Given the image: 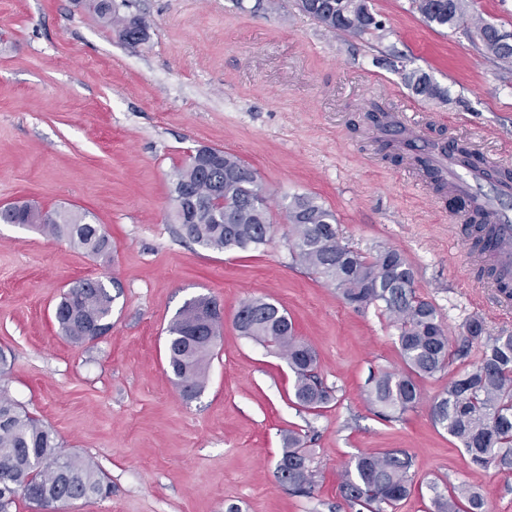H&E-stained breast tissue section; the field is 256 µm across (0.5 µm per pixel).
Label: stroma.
<instances>
[{
  "mask_svg": "<svg viewBox=\"0 0 512 512\" xmlns=\"http://www.w3.org/2000/svg\"><path fill=\"white\" fill-rule=\"evenodd\" d=\"M149 23L129 44L85 0H0V206L73 210L102 227L111 257L67 238L0 224V388L55 433L62 454L92 461L110 492L58 512H351L340 493L360 454L402 449L410 496L428 512L435 489L478 487L491 512H512V472L470 466L430 406L469 362L421 380L422 402L394 421L365 399L370 374L404 368L397 330L355 310L291 254L286 207L309 195L332 211L343 243L365 256L399 250L451 346L469 319L512 334V298L484 272L452 203L421 189L410 161L385 158L369 117L381 105L425 138L454 141L512 168V66L470 23H428L412 0H369L383 31L339 34L300 0H115ZM428 73L447 101L415 96L402 69ZM214 147L256 170L274 233L259 249L215 251L172 219L171 174L189 150ZM115 280L112 330L75 345L54 319L80 279ZM215 300L223 328L198 398L181 396L166 328L184 303ZM285 309L318 354L329 408L293 402L278 350L233 326L243 301ZM306 436L314 491L279 482L283 438Z\"/></svg>",
  "mask_w": 512,
  "mask_h": 512,
  "instance_id": "35a3bbf8",
  "label": "stroma"
}]
</instances>
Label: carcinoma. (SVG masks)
I'll use <instances>...</instances> for the list:
<instances>
[{
	"mask_svg": "<svg viewBox=\"0 0 512 512\" xmlns=\"http://www.w3.org/2000/svg\"><path fill=\"white\" fill-rule=\"evenodd\" d=\"M93 11L120 38L140 41L148 24L140 17L119 14L112 0H92ZM465 0H415L419 13L439 26L466 17ZM304 11L338 33L361 35L381 29L368 0H301ZM484 47L495 59L512 63V42L492 23L474 18ZM413 93L444 101L448 90L418 71L404 74ZM209 160L197 153L174 169L171 194L173 220L189 240L208 249L226 251L256 249L269 242L274 224L269 198L257 173L236 155L204 147ZM289 242L293 257L338 291L357 310H380L398 330L397 342L405 369L398 373L372 374L366 381L369 404L385 419L399 418L421 401L419 382L444 372L453 357L478 356L470 369L448 383L431 406L434 422L464 449L470 465L491 464L512 471V335L490 336L483 321L471 319L467 336L450 349L448 336L436 307L419 297L414 272L405 256L384 248L363 256L342 243L335 215L315 198L296 195L287 207ZM1 224L34 226L51 236H66L92 254L112 251V242L86 215L70 210L42 212L28 204L0 208ZM473 247L484 252L495 229L477 213L464 220ZM115 282L83 279L74 282L55 307V320L63 336L81 345L93 341L90 327L111 322ZM222 312L216 302L198 297L184 303L167 328L169 368L190 400L203 392L213 348L220 335ZM234 326L240 335L275 347L286 358L295 376V404L319 411L333 400V391L319 379L315 350L295 332L288 314L277 305L252 298L240 306ZM55 434L29 415L4 390H0V512H10L22 497L41 509L58 503L101 496L107 492L97 467L89 460L58 454ZM303 440L288 434L277 462L284 473L280 481L293 492L309 496L314 474ZM413 460L406 453L388 450L359 455L343 474L341 493L350 507L366 512L394 510L411 491ZM434 512H489L479 490L462 484L451 495L436 494Z\"/></svg>",
	"mask_w": 512,
	"mask_h": 512,
	"instance_id": "1",
	"label": "carcinoma"
}]
</instances>
